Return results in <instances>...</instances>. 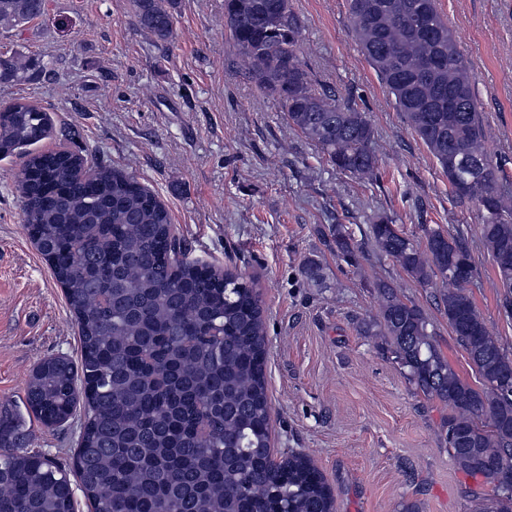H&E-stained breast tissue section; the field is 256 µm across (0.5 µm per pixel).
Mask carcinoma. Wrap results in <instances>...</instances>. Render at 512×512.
<instances>
[{
    "mask_svg": "<svg viewBox=\"0 0 512 512\" xmlns=\"http://www.w3.org/2000/svg\"><path fill=\"white\" fill-rule=\"evenodd\" d=\"M137 25L166 41L164 0H133ZM351 28L408 126L448 174L454 195L490 210L481 238L505 305H512V194L491 164L482 114L454 33L437 0H348ZM46 0H0V27L43 15ZM224 27L248 78L276 98L288 125L342 172L368 178L378 161L366 113L313 80L298 54L291 0H224ZM51 118L17 100L0 109V157L44 139ZM24 222L76 315L80 361L42 360L27 381L28 417L46 428L78 409L86 420L74 473L94 512H332L323 473L307 456L274 466L266 338L256 285L186 258L158 196L81 150L29 155L18 181ZM371 225L379 253L422 284L441 285L444 314L482 385L473 387L436 342L426 312L374 284L378 314L365 336L411 386L448 408L444 442L456 466L492 495L475 512H512V486L486 464L512 466V351L493 336L465 288L476 269L463 234L424 229L425 241ZM336 255L359 250L341 225ZM17 422L0 420V512H74L65 468L39 452L10 451Z\"/></svg>",
    "mask_w": 512,
    "mask_h": 512,
    "instance_id": "cac0c4a2",
    "label": "carcinoma"
}]
</instances>
